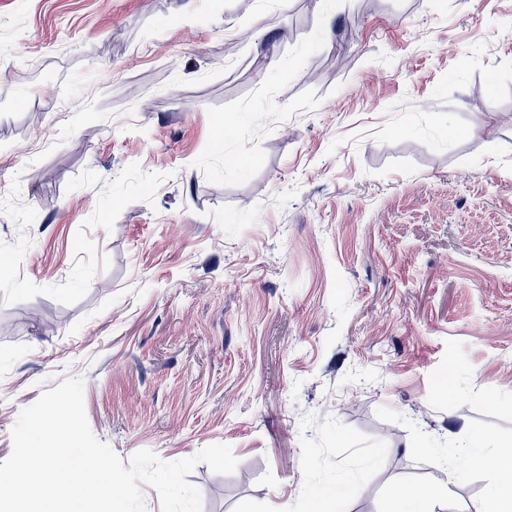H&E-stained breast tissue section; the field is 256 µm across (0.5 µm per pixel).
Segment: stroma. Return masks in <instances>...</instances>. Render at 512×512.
Returning a JSON list of instances; mask_svg holds the SVG:
<instances>
[{"instance_id": "35a3bbf8", "label": "stroma", "mask_w": 512, "mask_h": 512, "mask_svg": "<svg viewBox=\"0 0 512 512\" xmlns=\"http://www.w3.org/2000/svg\"><path fill=\"white\" fill-rule=\"evenodd\" d=\"M0 462L84 382L202 512H395L512 442V0H0ZM387 465L373 469L377 452Z\"/></svg>"}]
</instances>
